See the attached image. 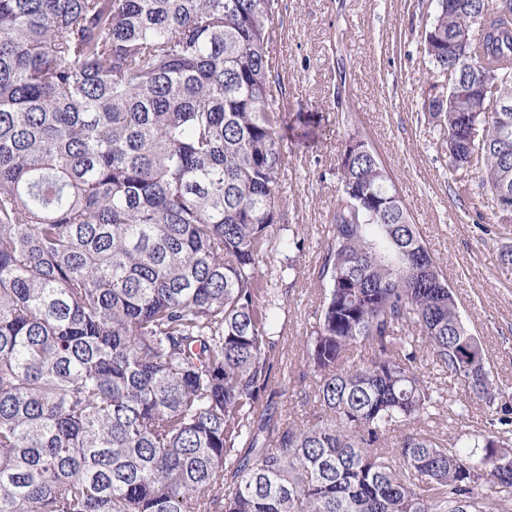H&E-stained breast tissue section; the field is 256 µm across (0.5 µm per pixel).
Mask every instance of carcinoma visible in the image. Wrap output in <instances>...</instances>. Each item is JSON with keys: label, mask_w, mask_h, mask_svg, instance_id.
<instances>
[{"label": "carcinoma", "mask_w": 512, "mask_h": 512, "mask_svg": "<svg viewBox=\"0 0 512 512\" xmlns=\"http://www.w3.org/2000/svg\"><path fill=\"white\" fill-rule=\"evenodd\" d=\"M278 0H0V512H512V397L375 152L343 148L320 314L270 390L282 308ZM437 76L512 9L430 0ZM478 25L477 37L466 31ZM467 56L448 50V41ZM423 111L512 203V111ZM484 403L482 427L448 435ZM275 400L278 401L279 411L282 412L283 417L287 415L291 420L301 413L305 404L304 394L301 393L300 388H290V390L288 389V391H286L285 395L281 396L278 394Z\"/></svg>", "instance_id": "1"}]
</instances>
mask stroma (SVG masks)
<instances>
[{"label":"stroma","mask_w":512,"mask_h":512,"mask_svg":"<svg viewBox=\"0 0 512 512\" xmlns=\"http://www.w3.org/2000/svg\"><path fill=\"white\" fill-rule=\"evenodd\" d=\"M427 19L426 0L278 2L270 55L288 108L277 130L287 148L279 235L304 242L303 249L276 247L264 257L285 304L282 360L299 364L300 341L316 321L318 253L341 194L336 160L356 134L390 171L497 382L512 392V270L498 262L512 249V224L499 223L480 172H472L469 194L458 193L448 143L420 110L437 80L420 45Z\"/></svg>","instance_id":"obj_1"}]
</instances>
